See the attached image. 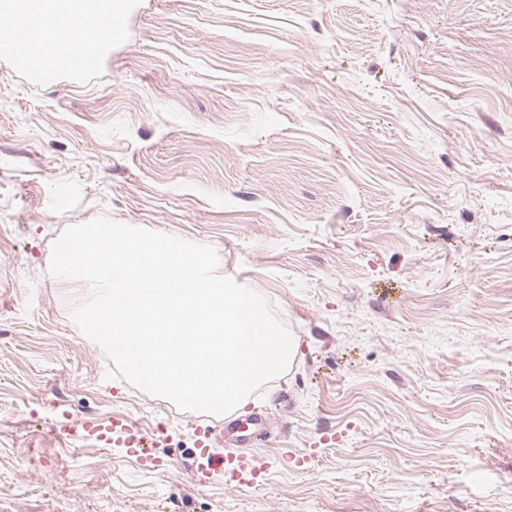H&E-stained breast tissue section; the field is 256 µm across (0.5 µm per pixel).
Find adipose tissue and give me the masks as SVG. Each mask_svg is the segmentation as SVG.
<instances>
[{
    "mask_svg": "<svg viewBox=\"0 0 512 512\" xmlns=\"http://www.w3.org/2000/svg\"><path fill=\"white\" fill-rule=\"evenodd\" d=\"M127 0H0V46H22L28 70L65 63L75 49L118 36Z\"/></svg>",
    "mask_w": 512,
    "mask_h": 512,
    "instance_id": "adipose-tissue-1",
    "label": "adipose tissue"
}]
</instances>
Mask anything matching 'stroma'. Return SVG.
Instances as JSON below:
<instances>
[{
  "label": "stroma",
  "instance_id": "1",
  "mask_svg": "<svg viewBox=\"0 0 512 512\" xmlns=\"http://www.w3.org/2000/svg\"><path fill=\"white\" fill-rule=\"evenodd\" d=\"M103 215L214 247L288 368L228 416L108 378L48 272ZM257 417L263 485L195 486ZM0 512H512V0H133L84 78L0 47ZM84 431H95L99 440L107 445L111 442L116 444L122 442L128 448H142L146 439L139 428L125 419H114L108 426L97 425L89 430L84 428Z\"/></svg>",
  "mask_w": 512,
  "mask_h": 512
}]
</instances>
